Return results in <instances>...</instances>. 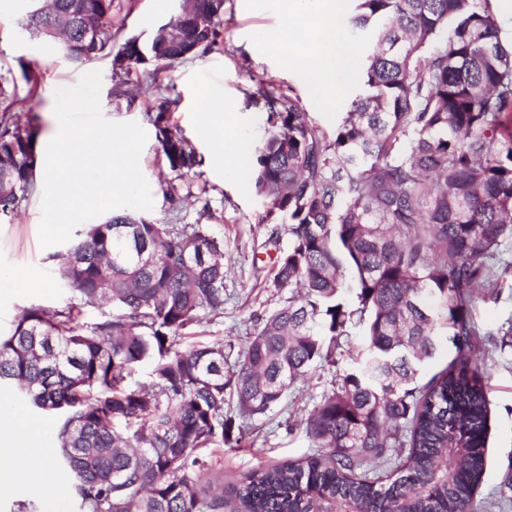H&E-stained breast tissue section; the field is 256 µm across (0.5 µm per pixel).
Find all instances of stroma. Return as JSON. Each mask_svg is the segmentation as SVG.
<instances>
[{
	"mask_svg": "<svg viewBox=\"0 0 512 512\" xmlns=\"http://www.w3.org/2000/svg\"><path fill=\"white\" fill-rule=\"evenodd\" d=\"M30 5L31 0H0V75L14 80L18 97H30L33 110L21 113L20 118L38 125V150H45L57 124L56 89L76 85L83 73L100 71L103 116L113 122L137 123L147 133L140 168L150 185L154 206L146 212V219L164 223L177 209L184 223L207 225L212 234L224 241V313L207 317L197 328L199 338L220 337L235 348L245 347L257 317L281 301L271 284V269L276 248H287L290 239L287 225L264 223V202L250 180L235 176L230 165L220 164L211 143L199 137L203 95L208 91L223 92L225 103L238 116L231 139L254 148L264 140L268 128L267 114L256 96L259 83L272 84L276 91L290 95L315 129L329 133L360 91L359 79L341 84L335 103L328 106L318 87L304 81L281 56L271 53V45L282 37L287 23L281 0H224L219 47L159 73L150 66L116 72L108 57L92 63L70 60L60 44L36 38L24 29ZM177 7V0H114L113 13L120 25L116 42L133 36L148 38ZM25 64L41 72V85L33 97L21 74ZM148 85L161 95L178 98L171 122L198 154L200 164L195 174L179 180L169 169L147 115L154 102L141 93L142 87ZM172 181L181 196L177 203L166 192ZM40 202V195H33L13 214L0 217V274L12 280L10 287L0 290V335L8 334L22 309L32 305L72 304L78 311V322L83 324L101 319L104 313L103 308L84 304L78 295L69 292L59 270L58 255L64 252V245L41 246ZM472 317L481 332L480 368L490 401L486 469L479 489L480 496L485 497L497 490L505 473L512 470V347L503 345L498 334L502 324L512 321V288H502L498 298L478 302ZM358 342V337H350L336 358V366L322 363L314 367L278 406L253 420L248 435L225 444L223 453L213 459L214 468L224 476L225 486L237 484L258 464L299 460L313 454L303 421L323 391L330 388L337 372L352 365ZM0 407L41 426V433L32 438L31 445L40 449L42 459H51L54 418L35 412L7 389L0 391ZM19 500L31 502L36 512H79L70 484L60 493H36L25 477H18L12 490L0 496V512H11Z\"/></svg>",
	"mask_w": 512,
	"mask_h": 512,
	"instance_id": "obj_1",
	"label": "stroma"
}]
</instances>
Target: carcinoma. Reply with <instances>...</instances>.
Wrapping results in <instances>:
<instances>
[{
  "instance_id": "carcinoma-1",
  "label": "carcinoma",
  "mask_w": 512,
  "mask_h": 512,
  "mask_svg": "<svg viewBox=\"0 0 512 512\" xmlns=\"http://www.w3.org/2000/svg\"><path fill=\"white\" fill-rule=\"evenodd\" d=\"M172 36L143 52L121 43L113 71L160 72L211 50L224 0H187ZM348 24L371 33L364 92L331 134L295 100L263 86L268 134L253 182L265 218L288 225L273 284L282 305L257 318L245 348L194 339L224 313V245L205 224H157L131 213L87 225L61 255V276L98 322L74 306H30L0 336V387L57 417L55 457L75 480L80 512H224V483L201 480L244 422L276 407L315 363L336 365L341 337L360 336L354 366L305 422L317 452L261 465L231 490L240 512H507L512 476L476 500L489 402L472 308L512 282V49L490 0H353ZM114 0H50L25 29L60 41L75 61L106 55ZM99 32L83 40L84 24ZM0 109V214L38 190L39 130ZM153 124L171 171L196 150ZM356 300L345 302L344 293ZM456 352L423 385L420 365L442 341ZM148 365L152 381L133 383ZM408 464L387 479L379 462ZM365 475L360 476L358 472Z\"/></svg>"
}]
</instances>
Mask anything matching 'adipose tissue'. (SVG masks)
I'll return each mask as SVG.
<instances>
[{"label": "adipose tissue", "mask_w": 512, "mask_h": 512, "mask_svg": "<svg viewBox=\"0 0 512 512\" xmlns=\"http://www.w3.org/2000/svg\"><path fill=\"white\" fill-rule=\"evenodd\" d=\"M348 0H319L316 12H309L305 0H285V13L292 23L285 32L278 54L293 59L302 78L327 91H334L337 81L352 77L356 54L341 24ZM238 122L235 112L226 108L224 95L210 93L204 100L199 118V132L216 149H223L226 130ZM37 425L23 422L9 414H0V494L10 491L16 466H26L31 487L63 490L67 477L49 464L30 467L35 450L29 445L31 436L39 434Z\"/></svg>", "instance_id": "adipose-tissue-1"}]
</instances>
